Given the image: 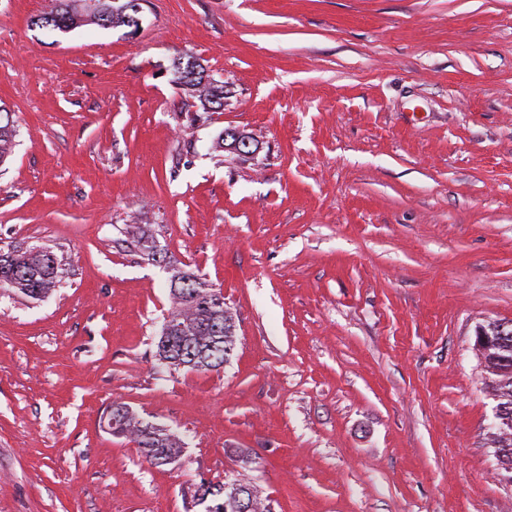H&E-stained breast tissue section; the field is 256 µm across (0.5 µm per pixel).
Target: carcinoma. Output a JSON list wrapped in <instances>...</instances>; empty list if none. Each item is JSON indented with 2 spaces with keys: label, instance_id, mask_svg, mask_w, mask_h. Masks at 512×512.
<instances>
[{
  "label": "carcinoma",
  "instance_id": "cac0c4a2",
  "mask_svg": "<svg viewBox=\"0 0 512 512\" xmlns=\"http://www.w3.org/2000/svg\"><path fill=\"white\" fill-rule=\"evenodd\" d=\"M138 0H55L54 8L37 17L35 24L59 32L98 25L101 27H138ZM172 69L188 96L200 102L208 112L213 105L224 107V85L210 79L194 57L175 59ZM13 113L0 108V165L16 146ZM131 243L144 255L161 254L156 241L145 235L132 237ZM172 267L169 298L171 307L165 317L168 332L161 333L155 358L160 370L170 373L181 368L208 372L224 367L234 349L236 321L224 305V295L194 270L168 261ZM64 264L52 252L38 247L9 245L0 247V292L30 300L52 296L62 284ZM496 340L494 348L476 352L485 387L498 399L499 424L492 433V444L499 463L501 480L512 483V325L492 323L480 328ZM108 427L142 448L146 460L155 467L179 460L183 443L178 435L162 425L146 421L124 405H115ZM251 502L248 512H272L270 502L250 484L237 479L223 484L202 480L193 489V497L206 504L205 512H236L234 487Z\"/></svg>",
  "mask_w": 512,
  "mask_h": 512
}]
</instances>
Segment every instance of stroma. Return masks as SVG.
<instances>
[{"mask_svg":"<svg viewBox=\"0 0 512 512\" xmlns=\"http://www.w3.org/2000/svg\"><path fill=\"white\" fill-rule=\"evenodd\" d=\"M139 2L60 33L0 0V245L66 265L0 295V512H204L228 471L274 512H505L474 340L512 323V0ZM185 53L223 110L173 82ZM129 224L222 290L223 369L157 371L170 273ZM116 403L181 459L112 434ZM15 123L13 113L0 107V165L4 164L13 155L16 146ZM108 427L142 448L146 460L155 467L179 460L184 444L178 435L165 426L146 421L124 405H115L109 415Z\"/></svg>","mask_w":512,"mask_h":512,"instance_id":"obj_1","label":"stroma"}]
</instances>
